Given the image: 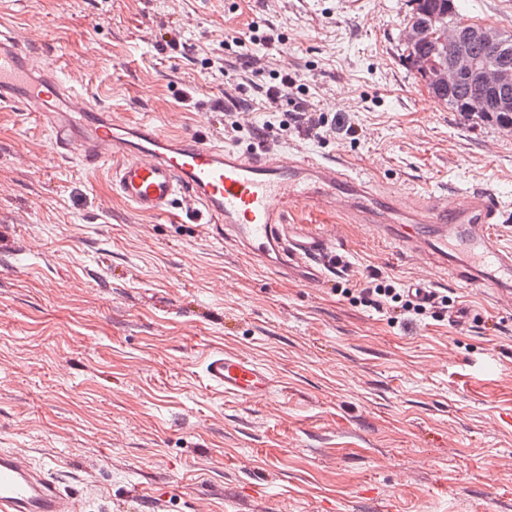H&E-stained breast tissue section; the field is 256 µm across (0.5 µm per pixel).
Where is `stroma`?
I'll list each match as a JSON object with an SVG mask.
<instances>
[{
  "instance_id": "obj_1",
  "label": "stroma",
  "mask_w": 512,
  "mask_h": 512,
  "mask_svg": "<svg viewBox=\"0 0 512 512\" xmlns=\"http://www.w3.org/2000/svg\"><path fill=\"white\" fill-rule=\"evenodd\" d=\"M464 21L512 34V0H458ZM410 0H0L40 67L128 124L204 133L240 152L311 151L402 192L506 201L512 133L466 121L406 60ZM308 100L358 139L302 140L286 106L237 112L215 63L249 24ZM179 26V48L163 47ZM242 130L224 135L225 113ZM278 125L275 139L251 130ZM351 279L378 272L455 297L403 328L334 288L255 266L200 205L137 214L112 166L56 154L20 103L0 104V452L25 450L83 512H512V307L393 250L365 225L304 205ZM214 348L270 366L257 404L208 390Z\"/></svg>"
}]
</instances>
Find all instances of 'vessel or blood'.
<instances>
[{
    "mask_svg": "<svg viewBox=\"0 0 512 512\" xmlns=\"http://www.w3.org/2000/svg\"><path fill=\"white\" fill-rule=\"evenodd\" d=\"M0 101H19L38 112L54 132L58 154L91 165L118 159L114 185L136 212L161 216L178 196H191L226 239L305 287L326 284L336 253L322 235L287 224L297 205L340 208L350 223L368 225L461 281L492 279L502 291L512 290V246L503 241L501 204L489 191L462 193L452 206L432 194L404 207L400 192L313 153L274 160L208 144L197 133L175 140L151 123L129 127L111 113L93 110L54 73L39 72L32 56L9 38L0 39ZM76 114L86 119L85 135L71 126ZM308 181L322 185V193L306 191ZM205 377L210 390L255 403L269 400L278 386L269 366L224 349L208 354ZM0 512H83V507L28 457L7 452L0 454Z\"/></svg>",
    "mask_w": 512,
    "mask_h": 512,
    "instance_id": "vessel-or-blood-1",
    "label": "vessel or blood"
}]
</instances>
